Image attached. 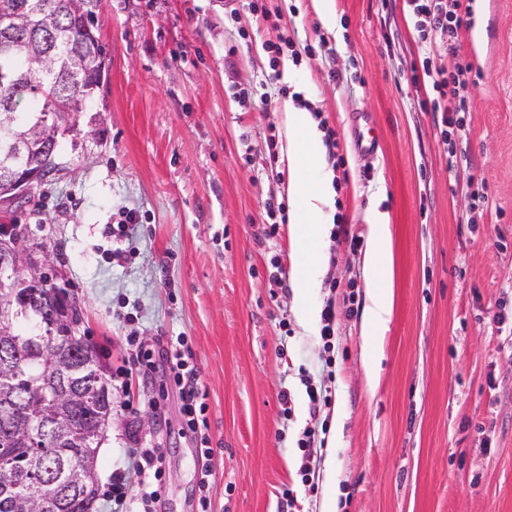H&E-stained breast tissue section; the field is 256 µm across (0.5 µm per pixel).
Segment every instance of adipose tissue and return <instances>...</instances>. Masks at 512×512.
Listing matches in <instances>:
<instances>
[{"mask_svg": "<svg viewBox=\"0 0 512 512\" xmlns=\"http://www.w3.org/2000/svg\"><path fill=\"white\" fill-rule=\"evenodd\" d=\"M287 156L295 175L287 186L295 208L290 232L295 244L304 251H314L333 219L334 192L330 184H317L310 174L323 165L319 132L309 112L288 108ZM369 245L364 260V275L370 284L369 304L363 324L367 336L382 335L392 310L391 241L387 233V215L378 209L369 213Z\"/></svg>", "mask_w": 512, "mask_h": 512, "instance_id": "1", "label": "adipose tissue"}]
</instances>
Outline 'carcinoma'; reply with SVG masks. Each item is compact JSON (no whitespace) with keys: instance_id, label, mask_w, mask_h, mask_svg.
Listing matches in <instances>:
<instances>
[{"instance_id":"1","label":"carcinoma","mask_w":512,"mask_h":512,"mask_svg":"<svg viewBox=\"0 0 512 512\" xmlns=\"http://www.w3.org/2000/svg\"><path fill=\"white\" fill-rule=\"evenodd\" d=\"M102 0H0V21L10 18L13 47L0 49V137L10 129L32 134L43 118L65 125L41 142L46 163L35 183L61 171L62 140L76 143L85 130L82 114L105 70L84 50L94 41L74 19L86 10L97 16ZM19 294L30 297L26 311L0 334V459L15 462L0 471V512H87L95 503L98 428L112 420V387L97 351L72 332L73 306L62 313L56 285ZM53 327L59 352L16 347L15 339L41 340L31 321ZM23 362L25 379L13 381Z\"/></svg>"}]
</instances>
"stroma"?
Here are the masks:
<instances>
[{
    "label": "stroma",
    "instance_id": "stroma-1",
    "mask_svg": "<svg viewBox=\"0 0 512 512\" xmlns=\"http://www.w3.org/2000/svg\"><path fill=\"white\" fill-rule=\"evenodd\" d=\"M103 0L100 39L110 65L85 113L96 131L64 149V169L34 186L0 224L26 225L61 257L80 313L79 335L98 351L112 386V427L99 449V483L132 466L135 448L164 454L157 512H512V346L497 329L512 311V0H481L460 53L419 48L402 0H331L326 26L312 0ZM291 39L299 61L270 68L265 44ZM334 47L318 51L319 40ZM313 53H304L305 45ZM427 55L471 63L466 127L445 147L412 77ZM243 88L267 94L254 109ZM321 111L342 168L325 166L348 224L368 240V213L388 214L393 306L384 335L362 333L369 303L365 248L335 236L319 247L309 289L315 309L353 284L359 313L336 311L337 342L300 325L295 267L310 255L287 225L268 236L265 204L287 199L285 103ZM375 128L363 152L356 128ZM488 206L470 210L472 191ZM138 222L110 261L123 210ZM282 285H274L273 275ZM184 336L206 394L202 431L212 450L208 509L199 504V442L185 428L167 378V340ZM152 354L128 365V337ZM381 356L375 379L363 362ZM331 405L309 413L306 382ZM290 400H283V393ZM325 428L299 476L304 428Z\"/></svg>",
    "mask_w": 512,
    "mask_h": 512
}]
</instances>
